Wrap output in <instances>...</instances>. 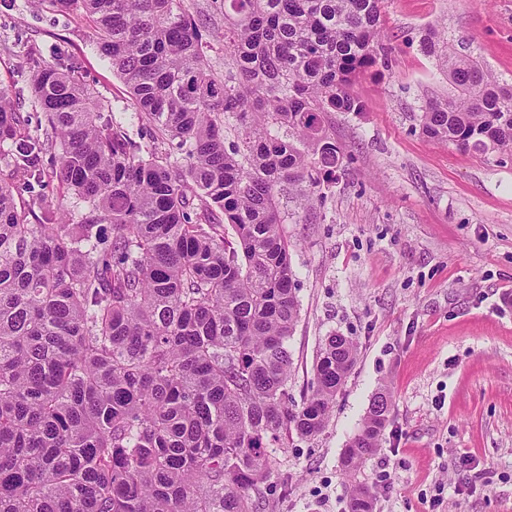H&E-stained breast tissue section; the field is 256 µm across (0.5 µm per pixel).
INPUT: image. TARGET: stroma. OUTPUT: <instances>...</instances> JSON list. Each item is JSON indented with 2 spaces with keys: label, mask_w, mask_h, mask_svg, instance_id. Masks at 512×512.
<instances>
[{
  "label": "stroma",
  "mask_w": 512,
  "mask_h": 512,
  "mask_svg": "<svg viewBox=\"0 0 512 512\" xmlns=\"http://www.w3.org/2000/svg\"><path fill=\"white\" fill-rule=\"evenodd\" d=\"M385 10L388 70L355 82L363 111L326 117L344 156L335 180L307 205L303 185L280 195L300 302L290 396L309 392L327 336L351 337L358 356L324 430L276 450L262 512H348L349 486L383 471L374 512H512V157L419 131L422 105L454 93L420 47L427 28L512 83V0H386ZM60 53L132 138L171 150L138 119L80 11L0 0V88L26 119L23 137L46 128L30 57ZM383 388L382 446L344 474L343 452Z\"/></svg>",
  "instance_id": "stroma-1"
}]
</instances>
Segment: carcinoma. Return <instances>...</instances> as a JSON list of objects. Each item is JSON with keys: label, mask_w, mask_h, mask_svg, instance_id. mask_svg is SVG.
<instances>
[{"label": "carcinoma", "mask_w": 512, "mask_h": 512, "mask_svg": "<svg viewBox=\"0 0 512 512\" xmlns=\"http://www.w3.org/2000/svg\"><path fill=\"white\" fill-rule=\"evenodd\" d=\"M45 2L82 11L179 152L131 138L70 60L34 61L41 139L21 138L0 89V512H258L274 449L323 430L357 358L328 336L310 393L289 399L300 305L279 195L301 181L317 199L340 166L324 117L362 111L353 84L389 67L383 0ZM423 47L457 94L425 104L422 135L512 156V83ZM51 176L87 204L81 220L48 203ZM390 407L373 397L347 472L380 447ZM375 498L350 486L349 512Z\"/></svg>", "instance_id": "cac0c4a2"}]
</instances>
